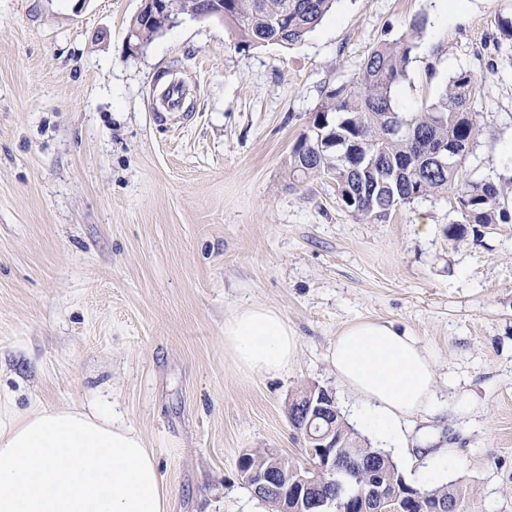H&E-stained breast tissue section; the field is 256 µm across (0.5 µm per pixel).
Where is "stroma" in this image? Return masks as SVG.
Instances as JSON below:
<instances>
[{
    "mask_svg": "<svg viewBox=\"0 0 512 512\" xmlns=\"http://www.w3.org/2000/svg\"><path fill=\"white\" fill-rule=\"evenodd\" d=\"M141 0H0V396L89 409L111 395L154 452L168 512H267L244 484V449L307 459L288 419L301 389L353 396L326 351L381 319L435 353L444 406L392 450L410 484L432 453L477 490L476 512H512V224L452 240V200L416 199L365 223L324 174L290 187L285 162L325 84L368 52L415 36L396 101L435 99L449 76L481 80L466 168L512 178V43H495L512 0H470L440 21L434 0H338L301 42L243 50L217 18L180 16L142 49L127 35ZM196 89L192 113L154 120L163 72ZM277 309L299 338L266 377L224 354L234 309ZM475 408L457 416L456 392Z\"/></svg>",
    "mask_w": 512,
    "mask_h": 512,
    "instance_id": "stroma-1",
    "label": "stroma"
}]
</instances>
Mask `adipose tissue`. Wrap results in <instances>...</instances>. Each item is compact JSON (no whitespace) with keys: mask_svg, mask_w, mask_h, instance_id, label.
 <instances>
[{"mask_svg":"<svg viewBox=\"0 0 512 512\" xmlns=\"http://www.w3.org/2000/svg\"><path fill=\"white\" fill-rule=\"evenodd\" d=\"M297 348L272 307L242 306L224 318V352L246 371L280 375ZM327 358L356 398L355 421L386 447H405L410 419L441 406L432 352L391 322L347 324ZM168 504L153 451L114 418L108 397L90 413L42 406L0 417V512H167Z\"/></svg>","mask_w":512,"mask_h":512,"instance_id":"adipose-tissue-1","label":"adipose tissue"}]
</instances>
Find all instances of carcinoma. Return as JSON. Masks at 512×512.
Returning a JSON list of instances; mask_svg holds the SVG:
<instances>
[{
    "label": "carcinoma",
    "instance_id": "cac0c4a2",
    "mask_svg": "<svg viewBox=\"0 0 512 512\" xmlns=\"http://www.w3.org/2000/svg\"><path fill=\"white\" fill-rule=\"evenodd\" d=\"M336 0H224V24L242 49L268 44L293 45L314 30L332 11ZM169 13L160 18L144 12L132 29L145 40L166 28L180 14L195 15L211 9V0H168ZM414 50L412 37L379 43L348 82L326 86L322 102L288 155V174L296 186L312 174L324 173L341 189V202L359 220L385 221L396 207L419 198L446 195L454 200L461 220L448 226V238L462 237L472 227L474 241L482 242L479 227L512 223V199L500 183L475 178L465 163L472 143L481 133V113L474 110L478 80L467 70L448 79L442 94L412 112H402L395 101L400 83L407 77ZM444 149L457 159L446 168L436 158ZM336 436L356 446L366 463L385 468L390 483L420 505L434 506L451 500L457 512L473 510L470 485L448 483L416 488L393 459L365 446L355 428L336 414ZM281 468L296 470L299 461L261 448L249 449V464L262 470L271 459ZM338 465L348 485L366 483L367 472L355 460L341 455Z\"/></svg>",
    "mask_w": 512,
    "mask_h": 512
}]
</instances>
